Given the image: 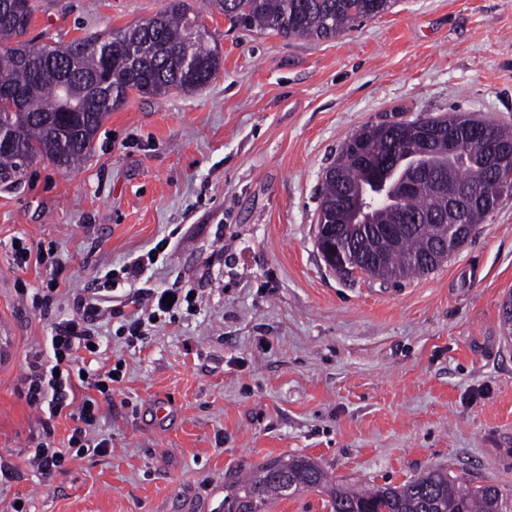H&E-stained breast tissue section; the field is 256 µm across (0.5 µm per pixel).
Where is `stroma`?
Here are the masks:
<instances>
[{
  "instance_id": "stroma-1",
  "label": "stroma",
  "mask_w": 512,
  "mask_h": 512,
  "mask_svg": "<svg viewBox=\"0 0 512 512\" xmlns=\"http://www.w3.org/2000/svg\"><path fill=\"white\" fill-rule=\"evenodd\" d=\"M190 2L223 55L207 85L130 93L79 170L43 159L0 184V322L16 341L0 365V512H218L229 482L294 455L347 486L442 469L512 490V194L440 269L400 285L342 278L315 246L321 174L362 125H512V0H397L329 40L233 29ZM165 3L41 0L25 40L117 32ZM53 279L48 306L18 294ZM140 288L202 302L129 345L110 312L133 313ZM94 291L101 349L122 366L99 399L111 447L44 475L28 463L45 414L26 399L27 362Z\"/></svg>"
}]
</instances>
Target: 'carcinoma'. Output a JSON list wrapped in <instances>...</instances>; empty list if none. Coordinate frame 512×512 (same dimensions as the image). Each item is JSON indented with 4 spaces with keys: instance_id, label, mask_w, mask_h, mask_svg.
Segmentation results:
<instances>
[{
    "instance_id": "cac0c4a2",
    "label": "carcinoma",
    "mask_w": 512,
    "mask_h": 512,
    "mask_svg": "<svg viewBox=\"0 0 512 512\" xmlns=\"http://www.w3.org/2000/svg\"><path fill=\"white\" fill-rule=\"evenodd\" d=\"M395 0H203L231 26L272 31L288 39H334L389 11ZM35 0H0V184L18 183L36 160L65 171L80 168L103 122L130 92L158 98L172 88L193 90L208 83L223 63L210 46L188 0H169L155 16L116 34H94L66 45L32 47L21 40L32 22ZM193 47L194 65L181 53ZM411 122H397L375 141L387 165L374 180L362 164L364 141L352 133L323 179L318 210L336 221L332 206L340 190L358 197L360 221L337 227L336 245L351 241L361 253L335 257L336 271L379 280L409 279L436 271L460 251L441 219L455 197L468 232L492 217L503 191L488 180L487 141L468 136L456 152L433 145L423 188L399 195L402 179L421 164L412 150ZM321 489L331 512H512V491L495 484L464 488L443 471L400 486L349 489L330 481L306 457L274 458L246 479L229 483L224 512H266L274 498Z\"/></svg>"
}]
</instances>
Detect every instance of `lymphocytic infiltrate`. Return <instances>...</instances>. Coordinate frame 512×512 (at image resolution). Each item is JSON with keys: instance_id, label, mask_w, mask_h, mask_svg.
I'll return each mask as SVG.
<instances>
[{"instance_id": "lymphocytic-infiltrate-1", "label": "lymphocytic infiltrate", "mask_w": 512, "mask_h": 512, "mask_svg": "<svg viewBox=\"0 0 512 512\" xmlns=\"http://www.w3.org/2000/svg\"><path fill=\"white\" fill-rule=\"evenodd\" d=\"M164 291L148 290L142 295V313L129 317L122 325V332L129 340H143L148 323L155 318L171 314L173 307L196 306L189 289L177 288L172 292V304H165ZM100 315V303L92 296L81 297L77 302V313L56 326L48 342L52 360L44 362L41 356H33L28 363L26 398L29 404L47 406L50 421L61 414H68L75 427L67 447H54L51 438L54 430L49 423L43 426V439L35 448L31 461L44 473L60 469L67 460L88 453L101 455L109 450L110 440L96 434L99 407L95 393L110 394L109 384L114 379L113 371L88 370L86 378L75 379L73 367L79 363L80 350L89 349L98 335L94 323Z\"/></svg>"}]
</instances>
